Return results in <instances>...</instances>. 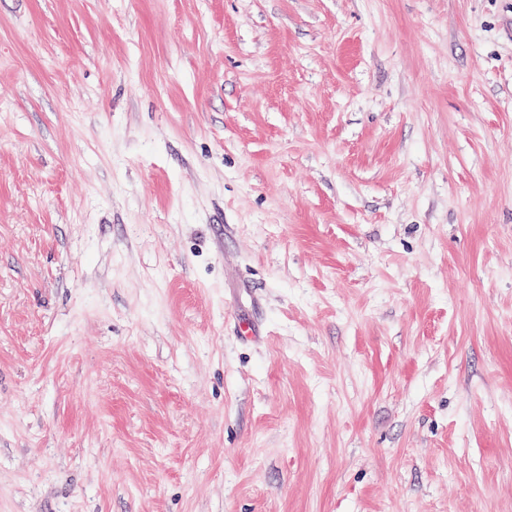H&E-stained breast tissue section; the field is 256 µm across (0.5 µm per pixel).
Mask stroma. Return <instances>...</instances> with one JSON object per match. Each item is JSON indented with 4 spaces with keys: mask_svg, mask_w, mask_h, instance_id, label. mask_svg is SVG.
I'll return each mask as SVG.
<instances>
[{
    "mask_svg": "<svg viewBox=\"0 0 512 512\" xmlns=\"http://www.w3.org/2000/svg\"><path fill=\"white\" fill-rule=\"evenodd\" d=\"M510 21L0 0V512H512Z\"/></svg>",
    "mask_w": 512,
    "mask_h": 512,
    "instance_id": "obj_1",
    "label": "stroma"
}]
</instances>
